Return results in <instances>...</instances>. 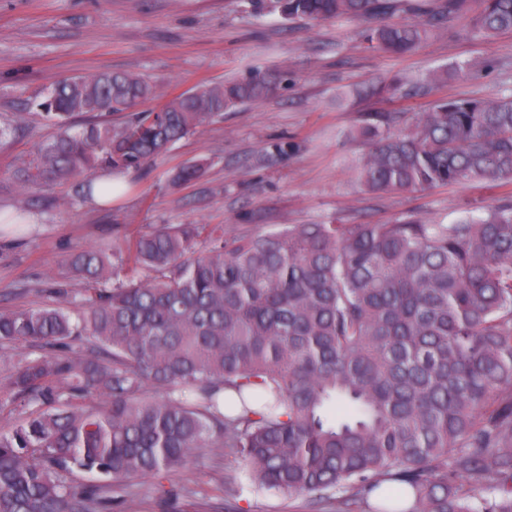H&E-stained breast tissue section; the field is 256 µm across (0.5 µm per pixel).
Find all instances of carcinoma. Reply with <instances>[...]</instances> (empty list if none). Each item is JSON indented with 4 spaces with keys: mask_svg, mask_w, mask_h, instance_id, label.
Wrapping results in <instances>:
<instances>
[{
    "mask_svg": "<svg viewBox=\"0 0 512 512\" xmlns=\"http://www.w3.org/2000/svg\"><path fill=\"white\" fill-rule=\"evenodd\" d=\"M248 4L286 20L411 15L361 31L395 54L470 11ZM505 31L512 0H482L464 34ZM278 84L256 72L139 111L153 87L138 74L66 77L34 102L57 133L17 176L89 194L97 170H140ZM359 135L370 191L512 185V94L439 96L406 127L367 119ZM68 264L81 292L42 281L43 306L0 307V345L30 348L9 394L27 414L0 426V512H112L146 476L166 503L198 448H229L256 488L329 512H512V196L453 224H286L229 242L219 224L162 225Z\"/></svg>",
    "mask_w": 512,
    "mask_h": 512,
    "instance_id": "1",
    "label": "carcinoma"
}]
</instances>
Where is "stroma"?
Listing matches in <instances>:
<instances>
[{"instance_id":"stroma-1","label":"stroma","mask_w":512,"mask_h":512,"mask_svg":"<svg viewBox=\"0 0 512 512\" xmlns=\"http://www.w3.org/2000/svg\"><path fill=\"white\" fill-rule=\"evenodd\" d=\"M466 17L419 48L394 56L370 48L360 21H288L255 14L245 0H0V121L54 80L73 74L131 72L155 95L147 108L202 83L256 71L285 79L263 101L225 113L176 142L145 168L124 174L125 193L90 204L74 182L22 183L20 161L55 133L38 114L0 142V210L30 206L35 224L0 235V306L36 308L33 283H84L67 263L77 250L107 251L127 229L163 224H220L225 239L261 234L281 224H389L405 215L450 224L512 195V186L465 181L427 191H367L357 166L367 151L357 130L368 115L390 113L409 123L429 99L359 95L395 76L426 77L451 65L466 69L442 95L496 98L512 92V33L487 41L463 36ZM205 173L174 182L182 166ZM179 494L176 512H312L307 497L254 493L232 454L197 449L167 480Z\"/></svg>"}]
</instances>
